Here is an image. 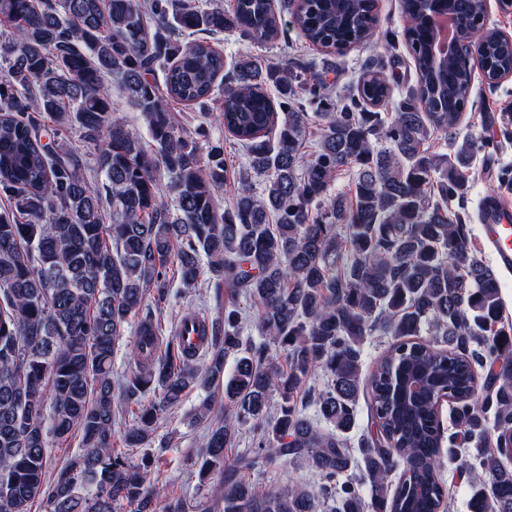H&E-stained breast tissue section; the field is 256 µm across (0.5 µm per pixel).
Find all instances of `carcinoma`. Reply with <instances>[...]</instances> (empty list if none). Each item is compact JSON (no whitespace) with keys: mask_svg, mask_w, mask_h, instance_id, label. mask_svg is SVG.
I'll return each instance as SVG.
<instances>
[{"mask_svg":"<svg viewBox=\"0 0 512 512\" xmlns=\"http://www.w3.org/2000/svg\"><path fill=\"white\" fill-rule=\"evenodd\" d=\"M375 8V0H298L292 23L308 42L341 52L373 36ZM402 11L416 83L395 111L373 112L392 91L377 67L339 105L301 66L244 55L225 68L209 37L276 39L271 0H0L9 28L0 47V195L10 202L0 212V512H31L36 500L43 512H186L152 478L157 452L132 466L114 448L115 401L137 406L124 442L141 448L188 388L220 382L225 414L200 449V475L218 476V492L198 499L194 512H322L326 499L332 512H364L354 467L374 512H446L448 461L490 476L487 485L472 482L470 512H512V326L495 328L498 277L448 210L467 194L481 148L458 137L473 64L435 54L433 23L446 14L480 32L477 63L491 85L512 73V39L487 26L484 0H402ZM107 75L141 112L148 141L112 117ZM217 91L219 121L249 159L233 174L230 207L218 200L224 145L203 126L180 129L167 109L169 101L203 108ZM303 96L319 100L314 115ZM45 114L57 139L78 129L82 148L44 141ZM311 118L322 133L308 154ZM433 135L448 139L451 152H430ZM349 169L354 195L331 194ZM255 176L265 177L260 193ZM344 248L350 257L338 268ZM203 256L216 290L255 303L266 341L244 339L242 313L228 307L202 323L210 358L200 373L180 334L159 343L145 300L166 303L171 265L184 287H195ZM136 316L132 371L115 386L112 358ZM376 333L394 342L364 378L360 344ZM272 345L286 352L287 368L269 363ZM230 354L237 359L226 380ZM477 365L491 385L481 399ZM318 369L328 383L311 418L294 394ZM365 391L377 438L364 440L357 460L344 438ZM149 392L158 399L145 403ZM442 395L471 444L446 457ZM244 426L256 437L254 454L224 460ZM74 430L80 452L45 481L48 437ZM263 454L316 469L321 498L246 480Z\"/></svg>","mask_w":512,"mask_h":512,"instance_id":"cac0c4a2","label":"carcinoma"}]
</instances>
